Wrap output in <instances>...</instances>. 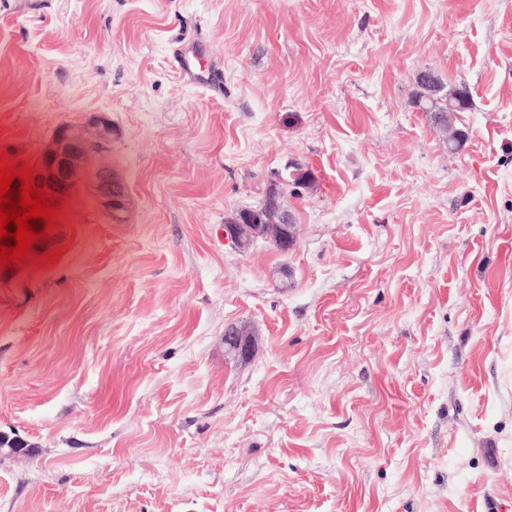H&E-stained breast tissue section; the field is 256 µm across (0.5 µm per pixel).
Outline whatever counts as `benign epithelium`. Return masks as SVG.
<instances>
[{
    "instance_id": "obj_1",
    "label": "benign epithelium",
    "mask_w": 512,
    "mask_h": 512,
    "mask_svg": "<svg viewBox=\"0 0 512 512\" xmlns=\"http://www.w3.org/2000/svg\"><path fill=\"white\" fill-rule=\"evenodd\" d=\"M112 126L104 116L94 118L90 128L65 126L57 132L55 148L43 154L35 167L41 182L56 193V200L69 198L74 185L80 178L86 156V145L90 142L103 146L111 140ZM96 191L109 213L116 215L124 206V194L107 167L95 173ZM281 176H276L268 189L271 205L258 217L241 211L237 220L224 225V240L241 252L248 251L259 239L270 242L286 253L295 244L294 225L288 211L279 202ZM253 347L252 334L237 326L224 330V355L233 361L247 359ZM27 451L22 440L0 433V455L20 454Z\"/></svg>"
}]
</instances>
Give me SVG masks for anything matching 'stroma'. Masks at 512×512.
<instances>
[{"mask_svg":"<svg viewBox=\"0 0 512 512\" xmlns=\"http://www.w3.org/2000/svg\"><path fill=\"white\" fill-rule=\"evenodd\" d=\"M99 115L0 270V512H512V0H0V152ZM287 168L293 248L239 252ZM448 93L453 95L456 112H465L470 109V97L465 86L443 91L439 94L434 95L431 99L422 100V93H419L417 100L418 106L423 112H443L441 115L447 119L448 110L452 109L451 98L448 97ZM431 115V114H430ZM96 191L110 215L116 216L124 206V194L107 167L99 168L95 173ZM253 347L252 334L237 326H230L224 330V355L233 361L247 359Z\"/></svg>","mask_w":512,"mask_h":512,"instance_id":"stroma-1","label":"stroma"}]
</instances>
